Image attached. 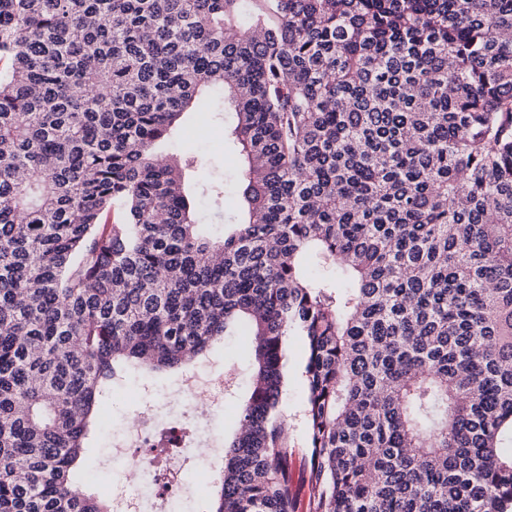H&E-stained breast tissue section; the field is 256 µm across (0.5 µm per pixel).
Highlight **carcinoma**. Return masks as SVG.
<instances>
[{
    "instance_id": "obj_1",
    "label": "carcinoma",
    "mask_w": 512,
    "mask_h": 512,
    "mask_svg": "<svg viewBox=\"0 0 512 512\" xmlns=\"http://www.w3.org/2000/svg\"><path fill=\"white\" fill-rule=\"evenodd\" d=\"M509 33L512 0H0V512H112L76 473L112 381L227 336L210 512H512ZM216 89L247 212L210 239L224 179L155 146ZM304 342L300 336L288 337V364L286 397L281 413L288 421V437L292 448L305 446V426L303 419V366Z\"/></svg>"
}]
</instances>
